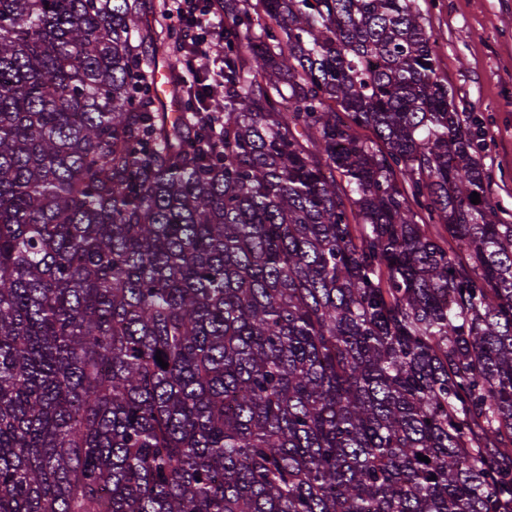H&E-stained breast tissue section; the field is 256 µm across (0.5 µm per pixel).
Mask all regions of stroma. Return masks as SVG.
I'll return each mask as SVG.
<instances>
[{
    "mask_svg": "<svg viewBox=\"0 0 512 512\" xmlns=\"http://www.w3.org/2000/svg\"><path fill=\"white\" fill-rule=\"evenodd\" d=\"M438 74L459 111L480 122L488 195L512 214V0H418Z\"/></svg>",
    "mask_w": 512,
    "mask_h": 512,
    "instance_id": "stroma-1",
    "label": "stroma"
}]
</instances>
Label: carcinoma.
<instances>
[{
  "label": "carcinoma",
  "mask_w": 512,
  "mask_h": 512,
  "mask_svg": "<svg viewBox=\"0 0 512 512\" xmlns=\"http://www.w3.org/2000/svg\"><path fill=\"white\" fill-rule=\"evenodd\" d=\"M141 7L0 0V512H512V224L417 0H224L207 112Z\"/></svg>",
  "instance_id": "1"
}]
</instances>
